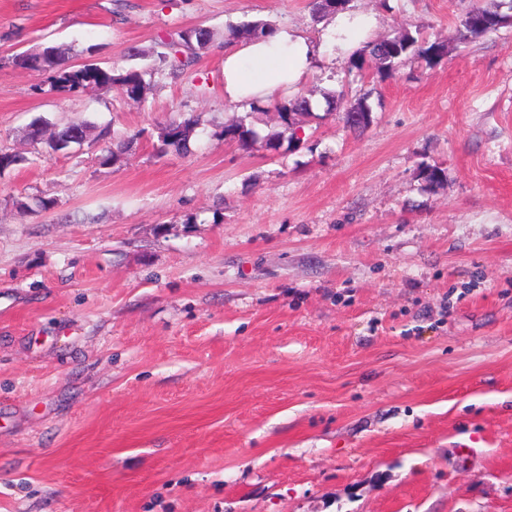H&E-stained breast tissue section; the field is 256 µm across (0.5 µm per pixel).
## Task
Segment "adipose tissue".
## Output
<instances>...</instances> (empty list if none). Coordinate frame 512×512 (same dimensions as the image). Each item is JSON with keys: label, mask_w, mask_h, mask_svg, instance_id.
Returning a JSON list of instances; mask_svg holds the SVG:
<instances>
[{"label": "adipose tissue", "mask_w": 512, "mask_h": 512, "mask_svg": "<svg viewBox=\"0 0 512 512\" xmlns=\"http://www.w3.org/2000/svg\"><path fill=\"white\" fill-rule=\"evenodd\" d=\"M371 20L350 12L336 14L330 27L336 49L352 53L366 43ZM323 57V47L298 30L282 25L270 35L243 39L224 51V99L249 103L301 84Z\"/></svg>", "instance_id": "obj_1"}]
</instances>
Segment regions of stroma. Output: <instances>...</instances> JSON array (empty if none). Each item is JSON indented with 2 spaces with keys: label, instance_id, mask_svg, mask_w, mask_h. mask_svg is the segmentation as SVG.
I'll use <instances>...</instances> for the list:
<instances>
[{
  "label": "stroma",
  "instance_id": "1",
  "mask_svg": "<svg viewBox=\"0 0 512 512\" xmlns=\"http://www.w3.org/2000/svg\"><path fill=\"white\" fill-rule=\"evenodd\" d=\"M498 2L349 0L369 39L445 53L389 78L324 57L271 156L219 137L279 129L225 102V37L323 41L313 0H0V149L29 159L0 174V512H512V24L457 32ZM199 26L209 51L139 104L12 62L147 66ZM368 88L350 132L326 95ZM192 114L188 152L159 155ZM36 116L95 129L47 154ZM199 116L192 115L183 121H173L159 128L158 153H183L188 150L189 141L199 124Z\"/></svg>",
  "mask_w": 512,
  "mask_h": 512
}]
</instances>
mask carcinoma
<instances>
[{"instance_id":"carcinoma-1","label":"carcinoma","mask_w":512,"mask_h":512,"mask_svg":"<svg viewBox=\"0 0 512 512\" xmlns=\"http://www.w3.org/2000/svg\"><path fill=\"white\" fill-rule=\"evenodd\" d=\"M508 14L501 12V6L487 9L480 6L471 8L460 20L461 36L473 39L500 28ZM273 26L266 21L258 20L244 23L229 29V36L234 39H246L250 37H262L270 33ZM212 32L206 28L198 27L190 29L177 39H171L162 43L163 51L156 53L153 63L147 68H121L103 69L92 65H69L65 62V53L57 47L40 56H29L23 52L15 57L16 64L36 75L49 74L50 90L63 92L70 95H78L92 87L112 86L119 87L121 93L132 101H142L150 90L152 78L160 71L169 68L172 74L185 73L190 70L211 46ZM368 55L374 61L377 73L382 78L392 76L397 67L406 58H418L428 64L438 61L444 54L443 45L437 42H429L414 36L405 30L395 36H385L364 46L363 53L356 56L353 67L360 70L363 64V55ZM371 91L365 90L353 103L341 107L343 120L346 127L353 132H361L371 125L364 122L358 116L371 113L367 105V98ZM275 110L279 114L283 130L259 136L252 124L246 119L240 118L231 124H227L219 133V137L227 143H235L244 150L253 148L260 143L268 152L279 151L283 143L292 146L295 144L294 136H285L292 130L294 116L298 114L313 115L312 107L308 99H285L275 103ZM199 124V117L191 116L183 121H173L159 128L157 147L161 155L167 153H183L188 150L189 141ZM77 132L80 139L87 138L90 131L88 125L64 126L55 131L50 139L44 141L46 148L51 152L65 149L60 144V137L67 132ZM29 159L19 153L0 149V173L7 170H15L24 167Z\"/></svg>"}]
</instances>
